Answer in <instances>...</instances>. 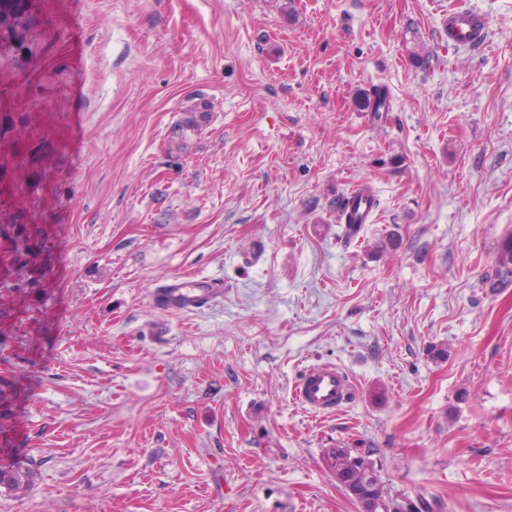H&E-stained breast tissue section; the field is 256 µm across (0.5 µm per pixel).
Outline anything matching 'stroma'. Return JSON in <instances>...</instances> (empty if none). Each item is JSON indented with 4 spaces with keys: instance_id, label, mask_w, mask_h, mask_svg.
<instances>
[{
    "instance_id": "35a3bbf8",
    "label": "stroma",
    "mask_w": 512,
    "mask_h": 512,
    "mask_svg": "<svg viewBox=\"0 0 512 512\" xmlns=\"http://www.w3.org/2000/svg\"><path fill=\"white\" fill-rule=\"evenodd\" d=\"M20 4L0 469L38 475L0 512H358L323 461L347 446L392 494L512 512V287L483 283L512 233V0ZM459 8L487 16L480 48L449 46ZM358 185L377 209L348 242ZM181 276L224 295L163 310ZM315 362L353 379L344 409L293 399Z\"/></svg>"
}]
</instances>
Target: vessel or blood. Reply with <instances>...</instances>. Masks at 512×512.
<instances>
[{
    "label": "vessel or blood",
    "mask_w": 512,
    "mask_h": 512,
    "mask_svg": "<svg viewBox=\"0 0 512 512\" xmlns=\"http://www.w3.org/2000/svg\"><path fill=\"white\" fill-rule=\"evenodd\" d=\"M489 22L470 9L450 11L445 32L450 45L473 47L485 40ZM376 208L374 194L360 188L346 196L340 206L344 223H370ZM221 295L213 282L195 277H180L156 289L160 306L173 312H194L212 304ZM353 380L332 363H315L306 367L296 380L292 395L313 414H332L343 408L354 393Z\"/></svg>",
    "instance_id": "vessel-or-blood-1"
}]
</instances>
